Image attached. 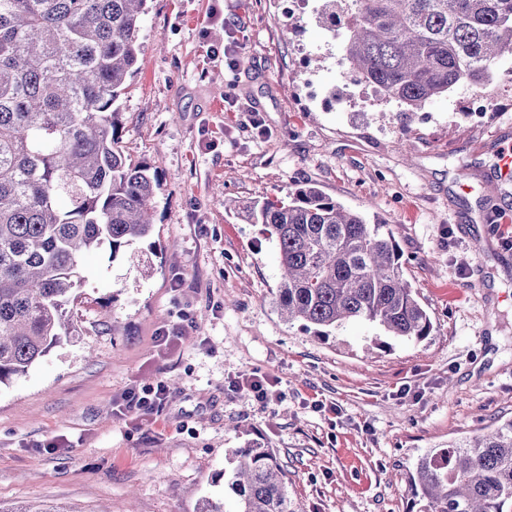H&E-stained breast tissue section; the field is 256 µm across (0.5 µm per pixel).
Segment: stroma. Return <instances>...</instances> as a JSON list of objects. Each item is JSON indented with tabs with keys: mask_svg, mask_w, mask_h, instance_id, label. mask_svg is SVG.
<instances>
[{
	"mask_svg": "<svg viewBox=\"0 0 512 512\" xmlns=\"http://www.w3.org/2000/svg\"><path fill=\"white\" fill-rule=\"evenodd\" d=\"M321 6L147 0L115 108L125 156L161 172L152 232L87 255L77 336L0 384V502L234 512L224 470L255 441L296 512H412L421 456L512 420V181L497 169L512 83L488 87L478 123L465 82L410 120L393 101L336 105L343 39ZM231 34L233 68L209 51ZM306 182L390 225L430 336L350 322L323 337L281 317L277 246L250 207ZM252 372L266 403L232 387ZM159 381L158 412L118 413Z\"/></svg>",
	"mask_w": 512,
	"mask_h": 512,
	"instance_id": "obj_1",
	"label": "stroma"
}]
</instances>
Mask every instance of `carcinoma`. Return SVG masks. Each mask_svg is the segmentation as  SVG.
Segmentation results:
<instances>
[{"mask_svg": "<svg viewBox=\"0 0 512 512\" xmlns=\"http://www.w3.org/2000/svg\"><path fill=\"white\" fill-rule=\"evenodd\" d=\"M147 0H0V384L75 335L67 306L84 254L149 236L157 168L128 161L113 104L137 63ZM347 15V75L406 112L460 82L504 76L512 0H324L319 23ZM278 247L276 305L324 336L353 320L422 341L432 322L404 277L386 224H367L306 185L254 207ZM236 512H295L274 456L232 451ZM419 512H512V420L422 456Z\"/></svg>", "mask_w": 512, "mask_h": 512, "instance_id": "1", "label": "carcinoma"}]
</instances>
